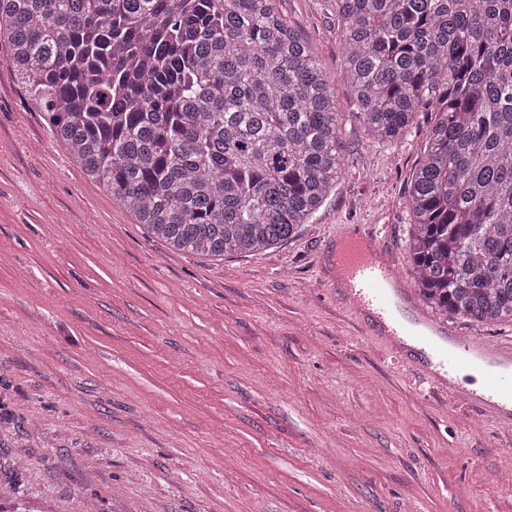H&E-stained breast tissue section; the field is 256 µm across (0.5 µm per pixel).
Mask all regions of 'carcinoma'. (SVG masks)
<instances>
[{"mask_svg":"<svg viewBox=\"0 0 512 512\" xmlns=\"http://www.w3.org/2000/svg\"><path fill=\"white\" fill-rule=\"evenodd\" d=\"M336 2L371 136L437 114L406 200L419 296L512 323V0ZM2 28L55 138L174 250L284 243L345 172L329 79L279 0H0ZM7 469L22 493L25 463Z\"/></svg>","mask_w":512,"mask_h":512,"instance_id":"1","label":"carcinoma"}]
</instances>
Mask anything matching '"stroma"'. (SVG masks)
<instances>
[{
  "label": "stroma",
  "instance_id": "1",
  "mask_svg": "<svg viewBox=\"0 0 512 512\" xmlns=\"http://www.w3.org/2000/svg\"><path fill=\"white\" fill-rule=\"evenodd\" d=\"M279 8L333 79L346 170L287 243L221 259L82 172L0 34V459L26 462L27 512H512V430L389 355L331 275L329 240L369 224L415 289L405 193L434 115L374 140L336 78V0Z\"/></svg>",
  "mask_w": 512,
  "mask_h": 512
}]
</instances>
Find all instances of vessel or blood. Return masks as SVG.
I'll list each match as a JSON object with an SVG mask.
<instances>
[{
  "mask_svg": "<svg viewBox=\"0 0 512 512\" xmlns=\"http://www.w3.org/2000/svg\"><path fill=\"white\" fill-rule=\"evenodd\" d=\"M341 286L353 310L373 316L375 336L387 347L400 345L402 337L421 350L434 352L425 361L423 373L433 387L448 390L452 398L477 409L491 420L512 425V343L485 344L445 328H433L428 322H410L399 304L397 273L376 239L352 231L344 237L338 255ZM483 362L488 368L486 384L475 391L453 380L454 374Z\"/></svg>",
  "mask_w": 512,
  "mask_h": 512,
  "instance_id": "b4317fda",
  "label": "vessel or blood"
}]
</instances>
